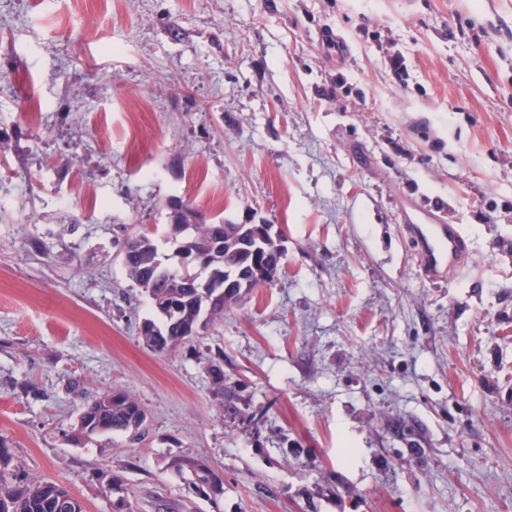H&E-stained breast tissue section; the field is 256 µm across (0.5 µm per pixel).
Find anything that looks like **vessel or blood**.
Wrapping results in <instances>:
<instances>
[{
  "label": "vessel or blood",
  "mask_w": 512,
  "mask_h": 512,
  "mask_svg": "<svg viewBox=\"0 0 512 512\" xmlns=\"http://www.w3.org/2000/svg\"><path fill=\"white\" fill-rule=\"evenodd\" d=\"M432 216V223L409 225L408 232L422 272L428 278L436 279L442 271L463 269L468 245L462 229L448 223L445 209L434 210Z\"/></svg>",
  "instance_id": "1"
}]
</instances>
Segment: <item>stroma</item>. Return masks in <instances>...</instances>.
Listing matches in <instances>:
<instances>
[{
  "mask_svg": "<svg viewBox=\"0 0 512 512\" xmlns=\"http://www.w3.org/2000/svg\"><path fill=\"white\" fill-rule=\"evenodd\" d=\"M179 199L285 255L157 353L120 251ZM105 390L142 435L73 440ZM0 439L85 512H512V0H0ZM435 224H410L408 232L414 244L415 256L422 272L429 279H438L442 269L460 272L468 254L467 238L455 224H446L444 208L432 212ZM170 464L178 472H188L191 475L192 484L197 489L212 493L223 491L222 479L202 460L189 456H176L171 459Z\"/></svg>",
  "mask_w": 512,
  "mask_h": 512,
  "instance_id": "stroma-1",
  "label": "stroma"
}]
</instances>
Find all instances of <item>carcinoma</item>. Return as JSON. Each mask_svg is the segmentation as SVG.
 I'll list each match as a JSON object with an SVG mask.
<instances>
[{
    "instance_id": "carcinoma-1",
    "label": "carcinoma",
    "mask_w": 512,
    "mask_h": 512,
    "mask_svg": "<svg viewBox=\"0 0 512 512\" xmlns=\"http://www.w3.org/2000/svg\"><path fill=\"white\" fill-rule=\"evenodd\" d=\"M171 234L177 242L176 257L196 252L207 257L208 276L223 277V286H196L194 273L173 267L159 253L155 232L135 230L124 242V269L145 293L160 317L140 327V336L151 350L162 353L193 341L202 323L224 317V310L238 304L254 288L272 282L281 266L280 238L271 224H216L208 221L191 204L178 200L171 206ZM206 370L217 393L224 394V367L209 361ZM145 423L140 403L120 391H104L87 403L78 419L76 435L91 438L104 432L138 430ZM171 467L191 475L192 484L203 491H223L222 479L200 459L176 456ZM5 512H85L83 503L65 486L53 481L14 487L0 484V504Z\"/></svg>"
}]
</instances>
